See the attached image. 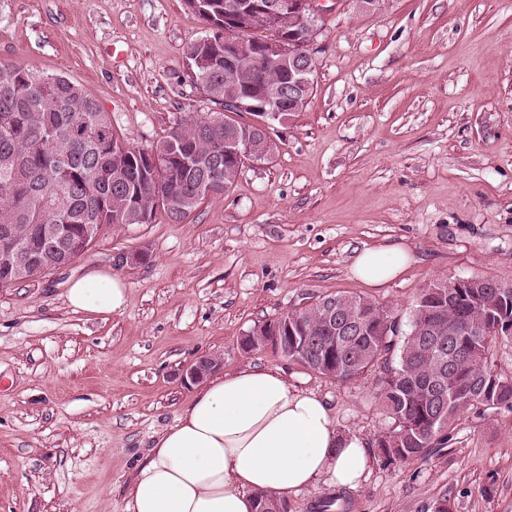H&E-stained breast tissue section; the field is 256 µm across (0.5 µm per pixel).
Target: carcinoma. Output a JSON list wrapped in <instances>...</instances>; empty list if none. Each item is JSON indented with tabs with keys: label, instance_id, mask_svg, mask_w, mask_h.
Instances as JSON below:
<instances>
[{
	"label": "carcinoma",
	"instance_id": "cac0c4a2",
	"mask_svg": "<svg viewBox=\"0 0 512 512\" xmlns=\"http://www.w3.org/2000/svg\"><path fill=\"white\" fill-rule=\"evenodd\" d=\"M225 0H184L204 24L224 27ZM299 40L317 34V25L290 21ZM213 64L196 81L208 100L220 107L221 123L188 116L151 150L133 148L115 137L109 115L82 87L65 76L8 67L0 72V225H12L13 237L0 242V258L20 252L36 268L50 269L62 252L44 236L48 224H61L71 242L88 228L149 224L164 209L174 221L191 215L207 194L190 207L194 174L178 156L209 152L221 156L213 169V193L235 183L244 160L224 154V140L247 127L252 113L224 102V43L208 47ZM282 82L263 70L247 87L257 94ZM157 155V163L147 162ZM336 300L341 314L353 318L352 336H340L318 322L315 303L257 324L242 341L253 349L256 336H286L275 350L320 375L339 381L361 377L382 357L398 351L386 369L379 398L394 427L379 442L388 459L407 460L425 453L457 413L477 403L512 407V379L489 367L487 350L495 337L512 338V284L479 278L450 288L433 281L420 289L409 330L374 302L356 296ZM257 512H288V504L266 494L256 498Z\"/></svg>",
	"mask_w": 512,
	"mask_h": 512
}]
</instances>
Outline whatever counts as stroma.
I'll list each match as a JSON object with an SVG mask.
<instances>
[{
	"mask_svg": "<svg viewBox=\"0 0 512 512\" xmlns=\"http://www.w3.org/2000/svg\"><path fill=\"white\" fill-rule=\"evenodd\" d=\"M315 86L275 127L270 160L182 222L101 235L66 269L0 289V512H125L139 464L190 405L182 369H276L317 393L372 463L355 490L289 494L288 512H512V407L478 404L426 454L385 459L393 427L376 365L338 381L273 348L243 352L256 324L327 295L372 300L409 325L420 288L512 284V0H328ZM183 0H0V64L60 74L108 112L117 138L151 149L214 111L186 65L204 37ZM413 256L384 286L351 273L357 251ZM148 249L146 261L119 256ZM99 268L122 276V314L66 300ZM224 362L221 354H206L188 365L182 372L183 380L191 383L202 382L215 372Z\"/></svg>",
	"mask_w": 512,
	"mask_h": 512,
	"instance_id": "1",
	"label": "stroma"
}]
</instances>
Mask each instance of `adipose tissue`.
Here are the masks:
<instances>
[{
	"mask_svg": "<svg viewBox=\"0 0 512 512\" xmlns=\"http://www.w3.org/2000/svg\"><path fill=\"white\" fill-rule=\"evenodd\" d=\"M411 259L400 246L362 250L352 274L379 287ZM125 280L93 270L74 281V309L121 314ZM371 464L364 440L340 434L324 402L282 372L247 367L206 381L139 465L125 512H255V496L283 497L324 482L353 489Z\"/></svg>",
	"mask_w": 512,
	"mask_h": 512,
	"instance_id": "ef3b65f1",
	"label": "adipose tissue"
}]
</instances>
